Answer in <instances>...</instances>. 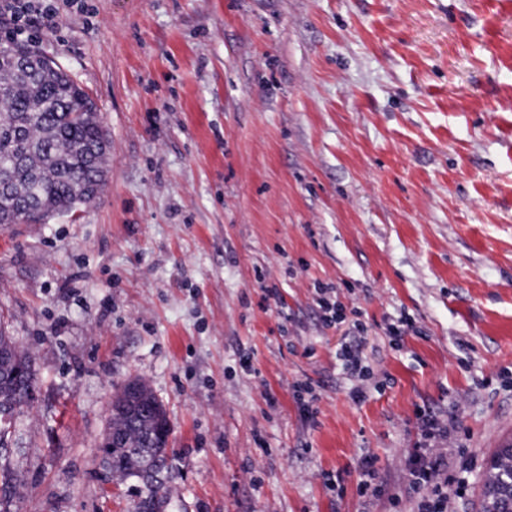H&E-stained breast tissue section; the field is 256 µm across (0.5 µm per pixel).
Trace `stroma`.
<instances>
[{
	"label": "stroma",
	"instance_id": "1",
	"mask_svg": "<svg viewBox=\"0 0 512 512\" xmlns=\"http://www.w3.org/2000/svg\"><path fill=\"white\" fill-rule=\"evenodd\" d=\"M58 23L35 46L111 149L95 203L0 229V329L37 373L12 512H130L101 442L134 377L173 428L165 512H362L355 459L404 494L419 406L475 462L448 512H478L512 440V0H83ZM327 283L367 328L360 403ZM321 297L319 298V305L324 310V317H323V325L325 327H336L338 328V325L342 323V318L339 313V310L341 309V305L337 304L336 300L331 302V293H335L333 291V287H323L319 288ZM293 396L304 415L314 423L318 416V408L315 406L317 397L312 394V387L309 383H295Z\"/></svg>",
	"mask_w": 512,
	"mask_h": 512
}]
</instances>
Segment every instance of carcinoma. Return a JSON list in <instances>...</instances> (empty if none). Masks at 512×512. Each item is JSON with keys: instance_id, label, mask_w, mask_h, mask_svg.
<instances>
[{"instance_id": "obj_1", "label": "carcinoma", "mask_w": 512, "mask_h": 512, "mask_svg": "<svg viewBox=\"0 0 512 512\" xmlns=\"http://www.w3.org/2000/svg\"><path fill=\"white\" fill-rule=\"evenodd\" d=\"M22 46L0 47V225L43 224L97 198L104 185L109 139L94 101L59 66L33 70L16 64ZM36 387L34 359L0 332V412ZM170 426L163 405L145 383L133 396L121 388L112 399V448L105 463L112 474L143 485L133 505L144 512L168 494L164 434ZM0 455V512L16 495ZM480 512H512V443L497 448L481 487Z\"/></svg>"}]
</instances>
